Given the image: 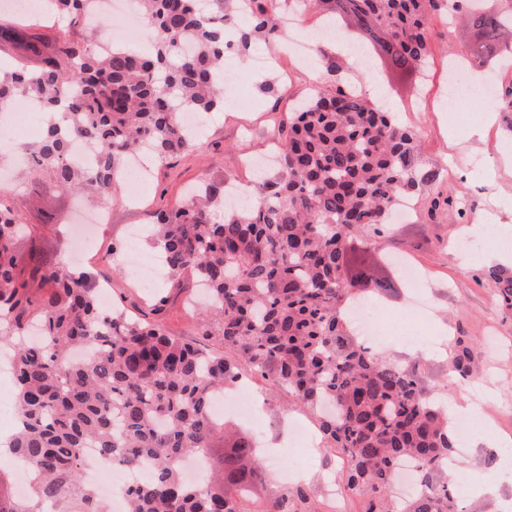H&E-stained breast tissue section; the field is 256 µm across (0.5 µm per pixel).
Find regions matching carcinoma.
<instances>
[{
    "instance_id": "cac0c4a2",
    "label": "carcinoma",
    "mask_w": 512,
    "mask_h": 512,
    "mask_svg": "<svg viewBox=\"0 0 512 512\" xmlns=\"http://www.w3.org/2000/svg\"><path fill=\"white\" fill-rule=\"evenodd\" d=\"M142 20L156 33L148 53L114 49L75 30L90 0H49L56 18L70 22L49 40V24L16 18L0 22V108L37 104L58 118L37 141L21 146L38 195L44 181L110 202L115 174L142 139L163 162L194 146L178 111L223 106L218 75L232 47L244 52L259 34L277 31L286 7L308 0H248L251 23L232 27L240 0H140ZM328 17L351 23L355 43L387 65L413 75L430 54L429 15L454 18L469 36L462 59L482 64L512 43V0L459 10L460 0H321ZM190 44L179 60L173 49ZM278 144L277 176L257 183L245 209L215 217L224 181L182 197L151 225L148 240L172 286L186 273L202 281L211 306L198 335L222 329L224 352L170 335L160 319L107 311L81 275L38 268L32 284L16 270L15 245L25 229L11 194L0 187V342L11 348L18 407L11 453L27 464L32 500L0 494V512H42L69 497L65 512H100L83 476V449L144 480L128 487L127 512H250L247 501L262 479L258 448L247 434L225 431L224 469L198 483L182 478L183 460L205 453L220 423L215 393L238 379L230 357L246 360L288 395L320 412L322 441L347 458L343 488L364 496L362 512H456L455 488L434 482L456 448L444 404L414 374L368 352L353 336L346 301L374 277L348 255L351 234L383 233L394 202L421 191L416 137L394 113L342 81L309 89L302 105L270 131ZM99 142L91 168L70 159L68 139ZM485 279L512 310V270L493 266ZM48 288L50 292L42 293ZM32 326L40 338L29 339ZM456 378L473 373L468 347L452 362ZM415 463L419 490L395 510L390 488L399 462ZM259 512H311L298 486Z\"/></svg>"
}]
</instances>
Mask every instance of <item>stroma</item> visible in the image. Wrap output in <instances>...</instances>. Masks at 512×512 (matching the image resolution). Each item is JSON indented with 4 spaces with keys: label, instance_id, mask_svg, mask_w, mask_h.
Wrapping results in <instances>:
<instances>
[{
    "label": "stroma",
    "instance_id": "1",
    "mask_svg": "<svg viewBox=\"0 0 512 512\" xmlns=\"http://www.w3.org/2000/svg\"><path fill=\"white\" fill-rule=\"evenodd\" d=\"M322 20V8L311 6L294 27L280 29L272 38L254 40L247 52L226 54L225 67L238 70L240 80L225 96L223 110L201 114L196 149L175 155L153 169L143 201L132 202L124 193H117L111 223L101 227L93 251L80 265L90 284L111 279L112 301L132 312L149 313L150 294L138 288L130 271L123 269L121 258L112 255L116 249L127 251L131 227L153 223L159 212L170 208L203 177H229L249 185L257 183L259 177H273L270 169L256 174L246 161L269 151L268 131L288 114L294 97L326 80L328 48L314 45L307 64L300 63L292 50L297 35ZM430 29L432 54L425 78H402L373 62L365 68L356 67L355 72L362 85L377 87L397 107L400 120L416 130L417 167L434 175V186L422 188L414 197L411 222L388 225L376 238L368 230H359L352 235L351 245L364 252L377 277L393 284L378 301L384 334L381 355L414 373L426 393L471 406L475 415L486 419V429H474L469 445L456 454L467 483L473 485L491 466L493 457L499 456V442H512V314L498 305L493 288L483 278L487 265L482 261L484 255L505 248L507 242L492 231H468L479 214L493 225H512V167H504L500 158L503 144H512V132L495 111L479 135L468 134L465 127L474 112L469 102L459 111L460 133L449 138L448 118L437 104L429 102L425 83L430 80L442 85L448 59L461 47L449 39L445 16L433 17ZM25 181L21 175L9 183L23 224L34 229L32 236L16 244L19 268L29 271L35 254L66 267L77 198L58 192L48 183L40 198L33 199L25 191ZM438 191L466 200L465 212L458 215L434 210L433 197ZM401 257L412 260L427 277L431 311L426 319L410 314L413 288L397 263ZM155 291L168 298L163 313L166 330L196 339L197 322L188 303L196 294L193 280H186L181 291L169 288L162 280ZM461 340L470 347L479 367L470 384L459 383L450 375ZM261 400V407L252 416H223L225 425L235 430L249 434L260 427L265 430V454L276 457L278 469L265 474L255 487L256 493L272 498L301 482L298 476L304 473L312 507L319 512L324 480L340 475L335 452L295 442L293 424L315 421L312 411L300 401L269 385Z\"/></svg>",
    "mask_w": 512,
    "mask_h": 512
}]
</instances>
